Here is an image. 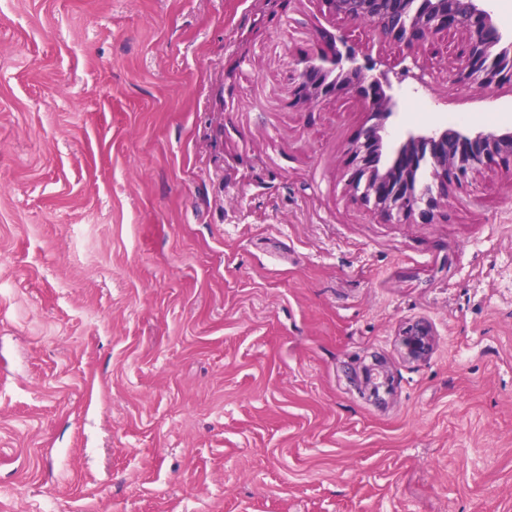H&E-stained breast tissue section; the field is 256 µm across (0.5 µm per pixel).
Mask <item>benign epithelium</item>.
Listing matches in <instances>:
<instances>
[{"instance_id":"benign-epithelium-1","label":"benign epithelium","mask_w":512,"mask_h":512,"mask_svg":"<svg viewBox=\"0 0 512 512\" xmlns=\"http://www.w3.org/2000/svg\"><path fill=\"white\" fill-rule=\"evenodd\" d=\"M329 11L353 23H366L383 41L407 49L406 57L422 47L440 53V34L461 32L455 47L460 62L457 80L464 86L489 90L512 82V68L500 63L512 55V39H504L483 0H325ZM294 78L297 103L316 101L349 91L366 104L371 124L349 148L347 186L361 204L384 220L403 224L412 219L432 224L448 186L465 183L470 174L497 159L512 162V130L417 128L406 131L386 170H380L387 122L396 114L394 84L406 78L428 86L417 62L392 64L382 58L359 61L358 52L341 36L330 39ZM431 167L433 188L417 191L416 176L422 165ZM401 345L412 360L426 359L433 346L429 328L407 326Z\"/></svg>"}]
</instances>
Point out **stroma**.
<instances>
[{
	"label": "stroma",
	"instance_id": "35a3bbf8",
	"mask_svg": "<svg viewBox=\"0 0 512 512\" xmlns=\"http://www.w3.org/2000/svg\"><path fill=\"white\" fill-rule=\"evenodd\" d=\"M341 31L400 55L322 0H0V512H512V165L355 200L367 112L291 91ZM417 58L386 151L512 127ZM401 345L405 355L412 360H425L433 346L429 328L420 323L407 326L402 334Z\"/></svg>",
	"mask_w": 512,
	"mask_h": 512
}]
</instances>
